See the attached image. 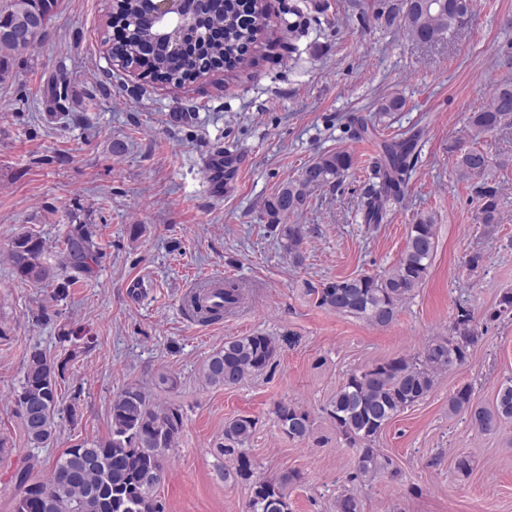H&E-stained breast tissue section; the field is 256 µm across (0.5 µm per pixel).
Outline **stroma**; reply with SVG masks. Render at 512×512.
Wrapping results in <instances>:
<instances>
[{
    "mask_svg": "<svg viewBox=\"0 0 512 512\" xmlns=\"http://www.w3.org/2000/svg\"><path fill=\"white\" fill-rule=\"evenodd\" d=\"M397 2L262 0L268 25L243 67L174 85L107 64L112 0H58L46 33L0 80V435L14 449L0 459V512H13L22 461L43 480L65 449L108 437L112 397L130 384L183 412L157 489L166 512H242L247 489L224 482L210 453L238 415L258 420L248 448L260 475L303 473L288 488L291 512H336L354 453L324 406L347 375L417 356L447 335L458 304L480 316L512 289V129L476 136L468 125L497 84L512 82V0H472L465 21L432 45L388 21ZM56 81L65 98L49 96ZM389 95L404 97V108L378 115ZM371 117L377 139H358L357 119ZM413 129L422 137L402 203L385 224H363L357 208L381 141ZM455 139L493 161L495 235L484 234L478 202L446 150ZM116 141L123 152H113ZM217 150L244 156L245 166L210 181L203 160ZM336 150L355 165L288 216L307 228L304 261L294 265L264 202ZM74 214L91 225L101 255L54 302L52 287L15 276L9 243L32 231L56 257ZM424 214L436 220V254L392 324L317 307L306 283L388 270ZM133 224L142 227L135 239ZM475 251L483 266L473 273L465 261ZM203 276L253 285L237 318L208 327L186 320L179 296ZM65 324L92 340L61 385L80 417L60 423L53 447L30 448L13 406L23 356L34 345L60 353ZM257 331L278 346L267 370L234 388L205 386L207 358L225 339ZM162 375L176 379L175 389L159 385ZM509 379L512 319H504L484 327L468 361L437 372L426 399L385 427L376 446L401 478L361 491V512H512V420L484 432L448 412L458 387L471 386L475 402L489 406ZM281 400L312 413L313 439L280 432L272 410ZM461 455L472 462L466 477L455 469Z\"/></svg>",
    "mask_w": 512,
    "mask_h": 512,
    "instance_id": "stroma-1",
    "label": "stroma"
}]
</instances>
